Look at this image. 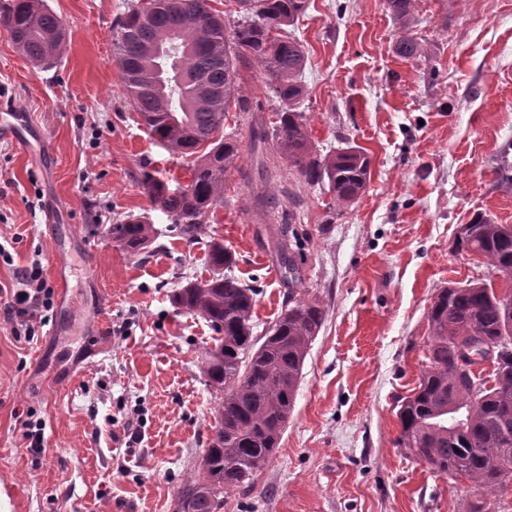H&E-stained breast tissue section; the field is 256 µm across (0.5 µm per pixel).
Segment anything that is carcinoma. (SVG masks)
<instances>
[{
  "instance_id": "obj_1",
  "label": "carcinoma",
  "mask_w": 512,
  "mask_h": 512,
  "mask_svg": "<svg viewBox=\"0 0 512 512\" xmlns=\"http://www.w3.org/2000/svg\"><path fill=\"white\" fill-rule=\"evenodd\" d=\"M233 33L211 11L209 0H147L129 4L116 24L112 45L127 95L149 136L169 151L196 156L190 181L171 189L146 175L154 204L192 244L206 233L208 214L224 205V176L239 156L224 134L233 107L246 112L241 67L257 63L279 102L271 138L304 180L327 189L345 205L363 190L370 160L346 148L321 156L294 104L302 94V45L281 31L304 13L306 0H237ZM0 26L31 62L48 68L66 42L62 20L44 0H0ZM120 248L140 253L154 226L131 217L110 229ZM455 248L512 274V225L478 219L456 238ZM285 278L301 280L295 256L281 250ZM211 274L187 282L175 305L204 319L213 333L200 370L219 394L213 436L198 464V477L178 492L176 512H224V498L248 488L272 459L294 406L309 346L324 319L318 301L288 289V300L262 340L253 336L255 291L231 273L232 254L214 238ZM427 362L413 395L398 411L400 443L430 469L464 478L484 492L512 483V302L486 284L443 289L428 312ZM495 347L490 377L456 368L457 347Z\"/></svg>"
}]
</instances>
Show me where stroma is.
<instances>
[{
    "label": "stroma",
    "mask_w": 512,
    "mask_h": 512,
    "mask_svg": "<svg viewBox=\"0 0 512 512\" xmlns=\"http://www.w3.org/2000/svg\"><path fill=\"white\" fill-rule=\"evenodd\" d=\"M44 2L69 31L52 68L0 27V106L38 135L27 151L0 134V241L14 257L0 262V309L32 257L54 290L34 338L0 318V512H175L216 393L199 369L211 331L171 295L210 267L206 240L179 237L143 180L187 184L190 160L150 139L121 81L112 34L128 0ZM288 31L320 153L360 149L370 176L340 208L307 184L274 141L254 139L278 103L260 69L244 70L252 107L224 122L239 156L209 230L257 292L254 336L288 297L281 244L301 254L300 289L324 321L272 460L224 512H469L480 489L399 446L397 402L418 383L435 296L503 283L454 243L478 218L512 225L499 175L512 155V0H415L404 17L388 0H308ZM132 215L157 231L141 254L109 233ZM29 413L45 423L40 454L22 437Z\"/></svg>",
    "instance_id": "1"
}]
</instances>
